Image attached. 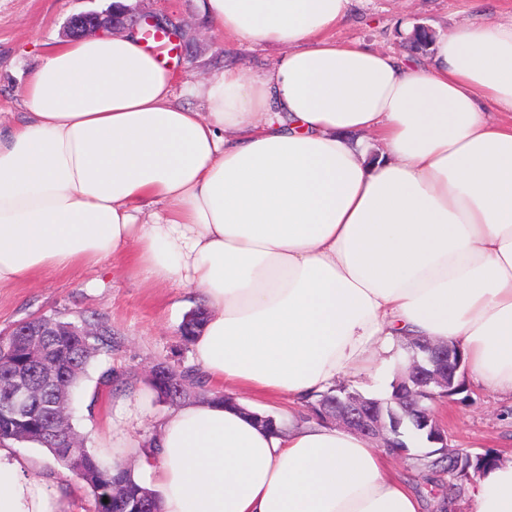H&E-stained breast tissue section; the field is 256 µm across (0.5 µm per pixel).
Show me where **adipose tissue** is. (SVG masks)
<instances>
[{
	"label": "adipose tissue",
	"mask_w": 512,
	"mask_h": 512,
	"mask_svg": "<svg viewBox=\"0 0 512 512\" xmlns=\"http://www.w3.org/2000/svg\"><path fill=\"white\" fill-rule=\"evenodd\" d=\"M349 3L202 0L216 31L284 53L189 86L201 111L137 31L67 40L0 121V288L112 258L203 298L212 393L152 447L112 422L100 442L163 512H423L385 453L300 412L412 337L512 398V23L457 25L420 69L331 40ZM251 395L287 401L279 432ZM466 495L512 512V461ZM0 512H72V492L6 441Z\"/></svg>",
	"instance_id": "1"
}]
</instances>
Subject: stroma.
I'll return each mask as SVG.
<instances>
[{"instance_id":"obj_1","label":"stroma","mask_w":512,"mask_h":512,"mask_svg":"<svg viewBox=\"0 0 512 512\" xmlns=\"http://www.w3.org/2000/svg\"><path fill=\"white\" fill-rule=\"evenodd\" d=\"M109 0H0V113L22 117L21 91L45 49L63 41L66 19L75 13L101 10ZM133 12L175 15L189 29L186 51L177 56V84L241 70L249 78L271 71L283 53L275 45L256 46L210 28L200 16L199 0H132ZM512 21V0H351L345 21L331 31L341 43L370 47L400 58L428 64L429 53H410L403 25L421 24L442 35L462 20ZM198 300L182 286L149 287L119 263L106 260L90 267L49 272L32 283L0 289V333L34 316L66 321L101 323L112 331V350L89 367L72 408L73 423L89 450H96L105 417L123 414L121 400L148 390L153 365L168 362L193 367L190 344L180 337L184 316ZM404 354H389L381 373L361 372L341 379L347 390L368 397L389 387ZM114 368L122 375L120 387L100 382L101 373ZM435 415L448 433V444L473 453L494 452L512 460V400L470 385L461 399L441 400ZM417 439L407 458H393L397 474L425 500L442 494L444 477L426 480L413 466L415 457L430 453Z\"/></svg>"}]
</instances>
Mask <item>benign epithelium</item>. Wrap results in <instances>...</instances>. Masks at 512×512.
Instances as JSON below:
<instances>
[{"instance_id":"7a95c632","label":"benign epithelium","mask_w":512,"mask_h":512,"mask_svg":"<svg viewBox=\"0 0 512 512\" xmlns=\"http://www.w3.org/2000/svg\"><path fill=\"white\" fill-rule=\"evenodd\" d=\"M147 32L184 31L177 18L168 13L130 16V10L116 12L112 7L91 10L69 16L64 24L65 36L73 39L85 37L101 30H120L128 23ZM24 329L17 332L18 341L29 353V368L12 374V389L0 400V407L12 415L24 414L34 396L31 371L39 370L50 357L48 336H96L100 325L56 323L44 316L32 317L22 322ZM401 386L386 407L377 398H366L356 392L338 389L319 404L321 419L334 421L342 428L374 441L379 448L391 449L400 458L409 456L408 440L411 433L408 423H413L417 436L430 444L448 451V436L437 424L433 409L421 405L422 395L433 400L452 399L466 389L464 357L459 347L444 341L420 338L413 354L400 371Z\"/></svg>"}]
</instances>
